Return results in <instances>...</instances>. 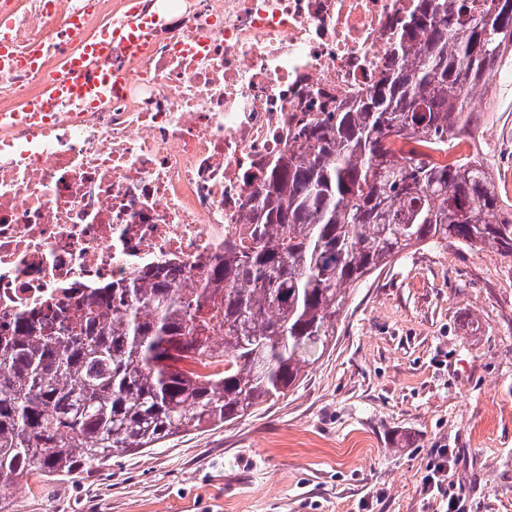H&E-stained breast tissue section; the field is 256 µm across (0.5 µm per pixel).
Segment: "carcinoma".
<instances>
[{"mask_svg": "<svg viewBox=\"0 0 512 512\" xmlns=\"http://www.w3.org/2000/svg\"><path fill=\"white\" fill-rule=\"evenodd\" d=\"M394 54L359 99L298 127L300 150L268 165L200 287L143 273L14 318L1 499L32 472L158 448L285 396L336 340L353 288L417 245L512 259V203L487 159L430 155L475 128L470 92L512 55V0H417Z\"/></svg>", "mask_w": 512, "mask_h": 512, "instance_id": "1", "label": "carcinoma"}]
</instances>
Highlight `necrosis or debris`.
<instances>
[{"label": "necrosis or debris", "instance_id": "obj_1", "mask_svg": "<svg viewBox=\"0 0 512 512\" xmlns=\"http://www.w3.org/2000/svg\"><path fill=\"white\" fill-rule=\"evenodd\" d=\"M414 0H0V329L71 287L176 265L200 282L301 113L340 108L391 58ZM101 90L28 112L129 20Z\"/></svg>", "mask_w": 512, "mask_h": 512}]
</instances>
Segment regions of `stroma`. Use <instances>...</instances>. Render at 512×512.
<instances>
[{"label":"stroma","mask_w":512,"mask_h":512,"mask_svg":"<svg viewBox=\"0 0 512 512\" xmlns=\"http://www.w3.org/2000/svg\"><path fill=\"white\" fill-rule=\"evenodd\" d=\"M485 153L512 200V85L482 86ZM448 451L458 512H512V260L411 249L357 286L335 344L285 397L223 427L30 475L8 512H441L421 477Z\"/></svg>","instance_id":"1"}]
</instances>
